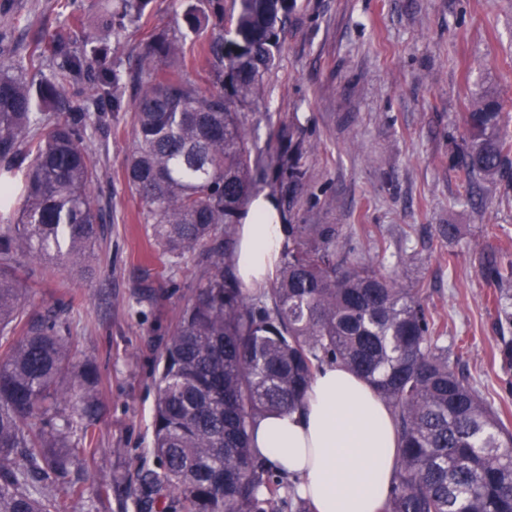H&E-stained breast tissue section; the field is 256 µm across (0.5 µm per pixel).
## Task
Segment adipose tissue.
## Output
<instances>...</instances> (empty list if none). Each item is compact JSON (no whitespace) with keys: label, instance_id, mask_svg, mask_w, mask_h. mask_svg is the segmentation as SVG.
Wrapping results in <instances>:
<instances>
[{"label":"adipose tissue","instance_id":"obj_1","mask_svg":"<svg viewBox=\"0 0 512 512\" xmlns=\"http://www.w3.org/2000/svg\"><path fill=\"white\" fill-rule=\"evenodd\" d=\"M287 236L276 201L254 198L236 232L234 264L243 288L266 287ZM251 445L296 479L313 512H379L398 471L390 410L368 382L342 366L317 373L300 411L258 420Z\"/></svg>","mask_w":512,"mask_h":512}]
</instances>
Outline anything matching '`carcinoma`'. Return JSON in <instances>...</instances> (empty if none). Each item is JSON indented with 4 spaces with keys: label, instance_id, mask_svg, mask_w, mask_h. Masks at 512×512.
<instances>
[{
    "label": "carcinoma",
    "instance_id": "obj_1",
    "mask_svg": "<svg viewBox=\"0 0 512 512\" xmlns=\"http://www.w3.org/2000/svg\"><path fill=\"white\" fill-rule=\"evenodd\" d=\"M150 2L100 0V8L121 34ZM234 4L226 16L214 0H188L173 30L140 54L132 99L108 44L80 27L32 42L25 68L38 80L0 65V335H18L0 356V512H63L42 490L63 482L96 443V369L72 364L65 323L30 312L15 263L25 256L27 275H50L93 253L107 216L92 201L99 167L84 137L128 110L135 147L125 179L154 244L179 257L221 225L227 239L205 253L203 282L162 354L158 467L131 493L135 512H311L293 482L254 453L250 434L258 418L302 408L330 364L374 386L395 418L399 470L381 512H512V430L451 358L420 289L338 257L348 238L337 224L288 225L276 277L256 299L230 274L232 234L259 164L243 112L262 99L294 0ZM190 35L210 61L211 89L175 66ZM509 108L492 95L470 103L454 157L456 201L472 199L477 175L512 188ZM307 153L290 138L276 154L274 172L290 194ZM481 270L497 284V322L512 326V267L488 259ZM494 358L512 367L511 337L500 338Z\"/></svg>",
    "mask_w": 512,
    "mask_h": 512
}]
</instances>
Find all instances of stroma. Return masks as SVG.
I'll return each instance as SVG.
<instances>
[{
    "mask_svg": "<svg viewBox=\"0 0 512 512\" xmlns=\"http://www.w3.org/2000/svg\"><path fill=\"white\" fill-rule=\"evenodd\" d=\"M184 0H152L148 24L128 28L118 54L135 68L152 31L173 26ZM55 0H0L4 63L25 58L44 31L64 25ZM276 67L263 101L246 111L256 153L289 139L311 145L307 176L294 195L272 167L255 173L254 194L276 196L288 224H339L350 260L421 288L448 345L464 344L460 367L478 396L512 417V367L494 361L500 330L495 287L481 261L512 264V195L499 180L479 182L482 208L453 205L460 191L450 162L462 145V114L473 98L512 100V0H296L279 34ZM101 159L95 204L110 220L84 268L26 280L29 307L70 328L75 363H93L103 413L97 445L71 475L81 497L55 488L66 512H122L117 497L99 502L110 474L136 483L157 466L152 420L160 356L199 286L202 249L161 255L140 224L124 163L133 149L129 113L88 130ZM440 224L458 225L452 240ZM154 288L158 300L141 298Z\"/></svg>",
    "mask_w": 512,
    "mask_h": 512,
    "instance_id": "stroma-1",
    "label": "stroma"
}]
</instances>
